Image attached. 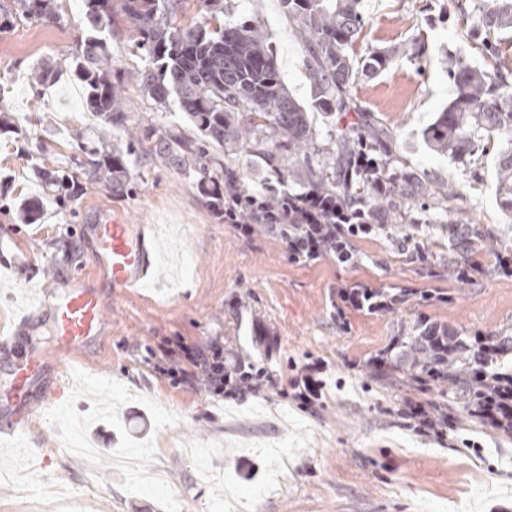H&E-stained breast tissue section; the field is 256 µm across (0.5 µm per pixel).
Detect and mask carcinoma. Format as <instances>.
I'll list each match as a JSON object with an SVG mask.
<instances>
[{"label":"carcinoma","instance_id":"obj_1","mask_svg":"<svg viewBox=\"0 0 512 512\" xmlns=\"http://www.w3.org/2000/svg\"><path fill=\"white\" fill-rule=\"evenodd\" d=\"M197 4L187 16V5ZM362 0H280L308 54L315 91L305 107L288 93L265 30L255 24L224 22L223 0H85V24L67 59V70L83 90V108L94 121L119 132L109 146L79 140L75 169L38 166L51 199L65 207L82 183L100 184L114 198L134 188L131 157L193 173L196 188L213 216L224 208L243 212L257 224L258 211L288 213V259L303 257L293 243L304 223L336 224L319 255L339 266L356 265L355 241L363 235L385 238L392 252L420 266L429 279L446 278L460 288L479 279L512 277V224L497 229L462 224L454 209L455 183L422 184L393 150L392 131L371 120L356 102L357 84L389 68L393 51L368 45ZM481 61L455 55L448 62L454 94L422 130L424 143L458 167H469L487 151L485 135L497 136L495 196L512 217V0H469L456 4ZM56 0H15L0 8V32L18 21L43 26L59 23ZM129 33L149 63L142 72L143 93L159 105L175 103L186 126L133 119L123 106L125 88L112 75V32ZM420 58L427 33L419 27L407 43ZM61 68L44 61L35 71L37 93L52 88ZM329 119L328 143L316 144L309 111ZM21 151L38 156L27 131L17 127ZM261 165L275 180L259 196L260 208L241 205L246 190L239 160ZM302 200L306 211L283 208L284 197ZM43 200L20 204L27 224L40 220ZM437 225L448 242H418L408 225ZM436 289H336V313L348 305L368 314L440 301ZM374 381L420 396L406 398L402 414L423 429L452 430L463 423L489 426L512 435V327L469 333L420 315L367 363Z\"/></svg>","mask_w":512,"mask_h":512}]
</instances>
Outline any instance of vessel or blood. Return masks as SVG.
Returning <instances> with one entry per match:
<instances>
[{"label":"vessel or blood","instance_id":"vessel-or-blood-1","mask_svg":"<svg viewBox=\"0 0 512 512\" xmlns=\"http://www.w3.org/2000/svg\"><path fill=\"white\" fill-rule=\"evenodd\" d=\"M151 227L115 220L98 225L95 252L99 268L107 281L108 293L96 288H77L59 298L54 305L55 334L61 352L70 349L99 331L104 310L113 299L146 287L155 275L150 251ZM42 368L28 361L12 365L11 391L17 402H26L31 387L40 381Z\"/></svg>","mask_w":512,"mask_h":512}]
</instances>
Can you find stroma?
Returning <instances> with one entry per match:
<instances>
[{
  "mask_svg": "<svg viewBox=\"0 0 512 512\" xmlns=\"http://www.w3.org/2000/svg\"><path fill=\"white\" fill-rule=\"evenodd\" d=\"M59 2L58 25L20 21L0 32V110L47 147L34 158L13 134L0 135V387L26 353L47 364L43 384L59 392L14 431L8 424L18 409L0 401V512H512V437L469 423L418 429L400 414L403 393L366 375L368 360L416 313L336 311L340 287L445 291L448 281L422 278L417 264L373 235L357 239L362 260L354 266L290 261L280 238L261 230L242 237L215 219L193 176L139 159L133 196L116 199L88 184L66 208L45 199L35 165L69 163L78 139L113 138L86 114L69 74L45 95L34 91L35 68L63 61L84 27L83 0ZM362 10L373 45L404 46L419 27L428 34L422 59L401 53L359 83L363 109L394 132L422 183L461 184L459 218L512 222L494 196L497 144L458 168L421 139L453 93L447 53L473 52L452 0H362ZM224 14L263 25L286 87L310 104L306 54L279 0H224ZM112 57L126 111L183 122L175 105L142 94L145 62L125 34L113 38ZM31 197L44 198L42 218L19 223L17 207ZM116 215L157 226L160 276L113 301L100 334L55 370L53 299L90 278L95 227ZM421 312L471 332L512 325V277H490ZM265 335L273 346L262 343ZM179 336L200 345L223 337L228 351L275 378L320 362L322 398L305 409L272 389L213 401L172 385L155 372L153 354Z\"/></svg>",
  "mask_w": 512,
  "mask_h": 512,
  "instance_id": "35a3bbf8",
  "label": "stroma"
}]
</instances>
